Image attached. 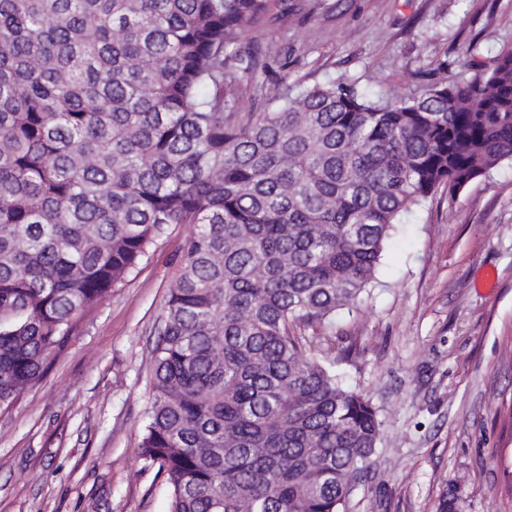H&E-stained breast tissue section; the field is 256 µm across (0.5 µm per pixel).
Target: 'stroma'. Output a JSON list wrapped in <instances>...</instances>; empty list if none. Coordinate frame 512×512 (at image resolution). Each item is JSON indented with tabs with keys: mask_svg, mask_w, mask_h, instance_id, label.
Wrapping results in <instances>:
<instances>
[{
	"mask_svg": "<svg viewBox=\"0 0 512 512\" xmlns=\"http://www.w3.org/2000/svg\"><path fill=\"white\" fill-rule=\"evenodd\" d=\"M241 49L282 52L259 86L347 74L377 99L416 89L431 60L464 76L512 47V0H292ZM168 228L121 288L77 320L40 383L0 409V512H167L169 485L140 457L148 368L190 234ZM316 343L381 422L348 512H512V161L463 190L439 187L393 225L376 280Z\"/></svg>",
	"mask_w": 512,
	"mask_h": 512,
	"instance_id": "35a3bbf8",
	"label": "stroma"
}]
</instances>
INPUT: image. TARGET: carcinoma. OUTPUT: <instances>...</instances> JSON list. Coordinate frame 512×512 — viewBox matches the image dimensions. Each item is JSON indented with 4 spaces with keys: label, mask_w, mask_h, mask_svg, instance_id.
I'll list each match as a JSON object with an SVG mask.
<instances>
[{
    "label": "carcinoma",
    "mask_w": 512,
    "mask_h": 512,
    "mask_svg": "<svg viewBox=\"0 0 512 512\" xmlns=\"http://www.w3.org/2000/svg\"><path fill=\"white\" fill-rule=\"evenodd\" d=\"M275 8L0 0V407L191 225L140 442L168 512H346L380 423L304 332L359 302L401 213L512 160V47L385 100L283 81L237 117L265 68L240 41Z\"/></svg>",
    "instance_id": "carcinoma-1"
}]
</instances>
